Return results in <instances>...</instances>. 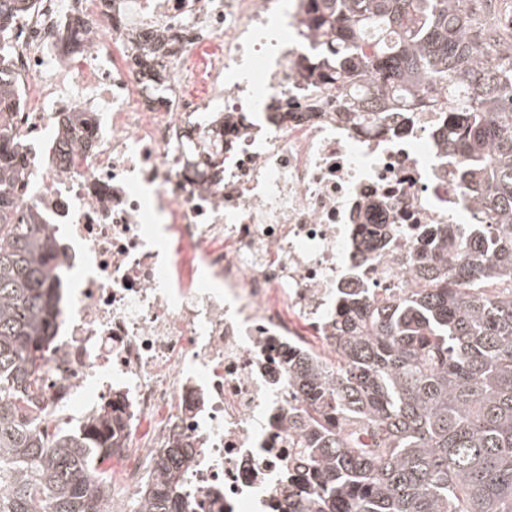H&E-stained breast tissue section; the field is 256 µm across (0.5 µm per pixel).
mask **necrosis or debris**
I'll return each instance as SVG.
<instances>
[{
  "mask_svg": "<svg viewBox=\"0 0 512 512\" xmlns=\"http://www.w3.org/2000/svg\"><path fill=\"white\" fill-rule=\"evenodd\" d=\"M313 39L306 0H30L0 38L17 201L61 246L45 416L113 398L130 419L107 512L176 437L193 512H275L305 445L289 360L335 356L342 292L412 287L435 225L494 221L441 113H345L358 92L312 83ZM67 112L91 122L62 155Z\"/></svg>",
  "mask_w": 512,
  "mask_h": 512,
  "instance_id": "1",
  "label": "necrosis or debris"
}]
</instances>
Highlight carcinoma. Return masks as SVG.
I'll return each instance as SVG.
<instances>
[{
    "label": "carcinoma",
    "mask_w": 512,
    "mask_h": 512,
    "mask_svg": "<svg viewBox=\"0 0 512 512\" xmlns=\"http://www.w3.org/2000/svg\"><path fill=\"white\" fill-rule=\"evenodd\" d=\"M28 0H0V37ZM323 47L321 83L366 84L386 129L416 112L448 116L441 143L463 161L470 196L497 219L431 230L420 285L344 293L336 363L300 356L288 381L304 404L303 455L288 512H512V0H308ZM487 49L498 62L486 67ZM0 45V512H103L128 420L116 402L78 428L43 426L55 320L49 281L60 260L45 225L22 216L25 175L6 122L14 91ZM88 123L55 132L70 149ZM190 446L151 460L135 512H189Z\"/></svg>",
    "instance_id": "1"
}]
</instances>
